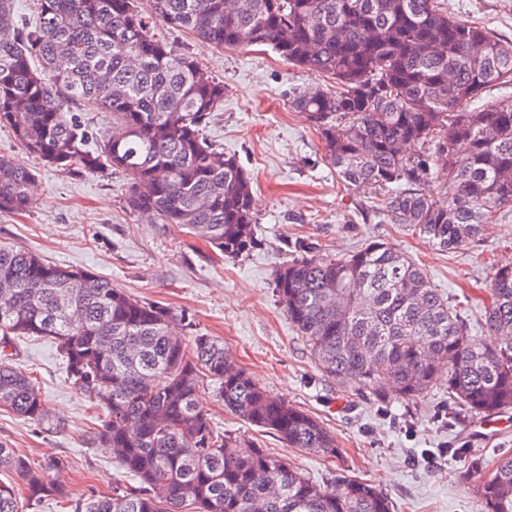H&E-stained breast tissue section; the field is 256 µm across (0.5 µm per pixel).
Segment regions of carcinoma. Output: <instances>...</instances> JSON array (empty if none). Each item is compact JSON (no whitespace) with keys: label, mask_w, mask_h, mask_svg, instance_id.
<instances>
[{"label":"carcinoma","mask_w":512,"mask_h":512,"mask_svg":"<svg viewBox=\"0 0 512 512\" xmlns=\"http://www.w3.org/2000/svg\"><path fill=\"white\" fill-rule=\"evenodd\" d=\"M188 30L218 48L269 46L289 65L331 81L292 99L316 127L328 163L375 199L374 212L429 245L480 241L512 207V40L448 13L445 0H37L19 22L0 0V128L22 153L57 169L130 180L127 204L173 224L225 257L257 246L248 173L204 129L224 84L157 36ZM511 93L482 102L486 88ZM112 117L94 140L70 105ZM446 179L451 198L419 186ZM34 179L0 155V213L24 210ZM275 271L288 319L322 370L341 383L387 385L412 400L440 383L474 417L512 409V267L493 273L482 325L471 326L425 273L388 242L342 257L302 243ZM175 313L89 270L0 242V407L51 428L41 393L12 362L18 342L49 340L66 379L132 481L72 512H390L375 485L312 482L254 441L226 434L197 400L218 385L224 408L290 448L336 456L311 415L271 395L209 336L171 335ZM0 441V512L65 498L52 473ZM481 512H512V453L477 486Z\"/></svg>","instance_id":"obj_1"}]
</instances>
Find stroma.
<instances>
[{
	"label": "stroma",
	"instance_id": "35a3bbf8",
	"mask_svg": "<svg viewBox=\"0 0 512 512\" xmlns=\"http://www.w3.org/2000/svg\"><path fill=\"white\" fill-rule=\"evenodd\" d=\"M446 3L457 18L512 38V0ZM162 35L224 84V102L205 134L217 150L236 156L252 179L259 246L224 257L183 229L149 223L129 208L123 174L95 177L43 165L32 184L37 201L23 212L0 214V241L110 277L133 297L169 307L191 324L175 327V336L223 342L231 360L268 391L316 417L338 453L305 452L258 431L225 409L208 380L199 390L203 406L225 432L260 442L310 480L370 482L391 500L392 512H480L475 465L512 452V410L504 413L508 426L488 441L478 419L451 417L443 389L404 401L388 388L371 394L337 382L318 368L273 281L298 243L339 256L383 240L424 269L474 323V341L484 343L489 336L478 321L486 286L497 267L512 264V212L487 225L476 245L450 253L432 248L372 213L366 195L345 186L326 162L314 126L291 106L294 93L317 84L318 76L268 48L217 49L187 31ZM15 363L64 426L51 430L0 408V441L36 466L63 460L61 482L71 499L110 491L124 473L110 449L89 444V403L68 383L54 345L21 342Z\"/></svg>",
	"mask_w": 512,
	"mask_h": 512
}]
</instances>
